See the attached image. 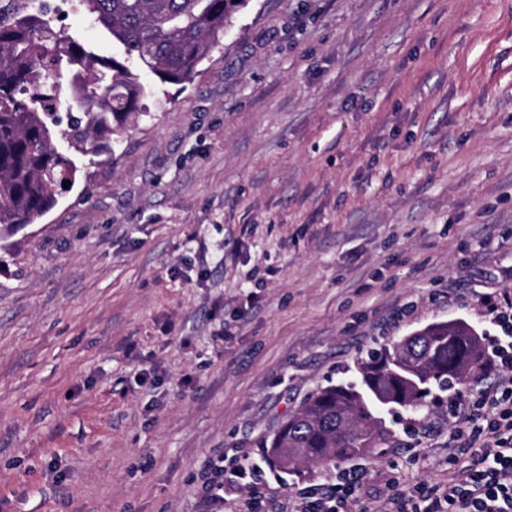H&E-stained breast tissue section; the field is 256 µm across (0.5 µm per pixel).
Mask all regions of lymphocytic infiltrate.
<instances>
[{"mask_svg":"<svg viewBox=\"0 0 512 512\" xmlns=\"http://www.w3.org/2000/svg\"><path fill=\"white\" fill-rule=\"evenodd\" d=\"M451 415L462 440L461 449H449L448 462L459 466L458 453L468 463L448 482L431 490L389 497L383 512H512V382L472 399L453 394ZM212 477L203 488L200 512H219L226 495L236 489L258 491L261 470L242 461L231 468L212 464ZM362 474L341 473L320 496L305 502L300 512H371L361 494Z\"/></svg>","mask_w":512,"mask_h":512,"instance_id":"1","label":"lymphocytic infiltrate"}]
</instances>
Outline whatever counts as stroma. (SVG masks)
Returning a JSON list of instances; mask_svg holds the SVG:
<instances>
[{
  "mask_svg": "<svg viewBox=\"0 0 512 512\" xmlns=\"http://www.w3.org/2000/svg\"><path fill=\"white\" fill-rule=\"evenodd\" d=\"M145 103L0 240V512H196L223 457L266 512L349 467L374 506L446 482L444 395L347 463L265 442L369 351L512 308V0H249Z\"/></svg>",
  "mask_w": 512,
  "mask_h": 512,
  "instance_id": "35a3bbf8",
  "label": "stroma"
}]
</instances>
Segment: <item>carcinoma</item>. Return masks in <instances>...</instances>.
Instances as JSON below:
<instances>
[{"instance_id":"carcinoma-1","label":"carcinoma","mask_w":512,"mask_h":512,"mask_svg":"<svg viewBox=\"0 0 512 512\" xmlns=\"http://www.w3.org/2000/svg\"><path fill=\"white\" fill-rule=\"evenodd\" d=\"M248 0H80L112 40L110 56L55 29L42 11L0 17V238L34 224L76 179L82 157H112L143 114L142 76L184 84ZM481 337L464 320L428 326L373 352L355 382L310 395L268 453L280 469L365 455L386 439L380 410H418L434 387H465L481 368Z\"/></svg>"}]
</instances>
